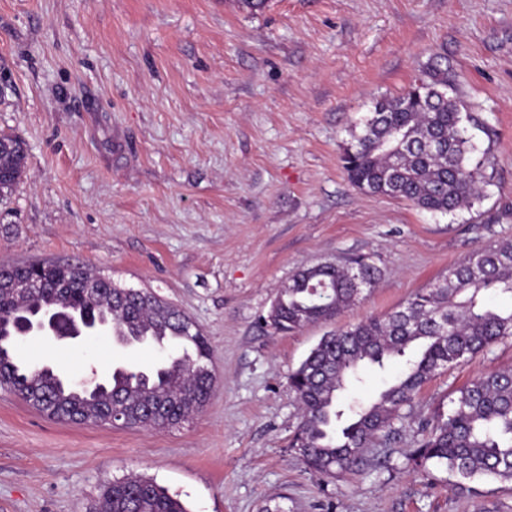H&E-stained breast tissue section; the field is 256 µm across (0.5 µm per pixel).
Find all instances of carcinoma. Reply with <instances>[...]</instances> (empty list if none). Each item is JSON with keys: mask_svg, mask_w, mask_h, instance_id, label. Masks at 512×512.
<instances>
[{"mask_svg": "<svg viewBox=\"0 0 512 512\" xmlns=\"http://www.w3.org/2000/svg\"><path fill=\"white\" fill-rule=\"evenodd\" d=\"M359 127L342 155L356 188L442 214L480 198L485 176L481 163L471 160V136L457 101L448 95L445 57H434L399 95L376 101ZM27 159L22 139L0 133L1 200L24 177ZM377 276V267L362 255L342 265L303 267L277 294L271 328L289 333L331 321L373 287ZM491 296L512 302L511 242L477 249L391 312L323 336L288 377L299 408L292 447L303 463L332 478L364 466L375 469L367 448L376 439L393 438L424 384L512 337V306H495ZM52 299L125 324L131 336L173 328L197 344L194 353L171 357L175 381L160 365L151 369L149 380L128 369L136 385L123 389L112 378L108 388L126 425L172 428L205 406L215 383L211 353L184 312L149 289L110 285L79 264L0 265V319ZM395 362L402 370L372 401H347L368 372ZM0 388L63 422L98 421L110 408L105 396L87 400L62 390L49 373L21 363L15 348L1 343ZM408 457L419 472L433 465L462 479L488 476L512 483V370L485 372L457 389L448 413L426 424L425 437ZM100 499L101 512H188L180 499L145 477L109 483Z\"/></svg>", "mask_w": 512, "mask_h": 512, "instance_id": "cac0c4a2", "label": "carcinoma"}]
</instances>
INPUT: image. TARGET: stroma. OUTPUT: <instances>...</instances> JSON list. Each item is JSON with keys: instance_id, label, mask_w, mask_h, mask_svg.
<instances>
[{"instance_id": "35a3bbf8", "label": "stroma", "mask_w": 512, "mask_h": 512, "mask_svg": "<svg viewBox=\"0 0 512 512\" xmlns=\"http://www.w3.org/2000/svg\"><path fill=\"white\" fill-rule=\"evenodd\" d=\"M436 53L485 174L452 214L362 192L341 162L375 100ZM0 76V133L28 146L0 203V264L80 263L152 289L200 327L217 377L169 429L59 422L0 388V512H94L104 485L133 474L188 512H512V483L407 460L418 422L456 388L512 369L511 337L432 378L370 473L305 468L288 388L327 332L512 242V0H0ZM358 254L378 279L335 321L264 329L299 268ZM18 356L105 378L163 360L108 335Z\"/></svg>"}]
</instances>
